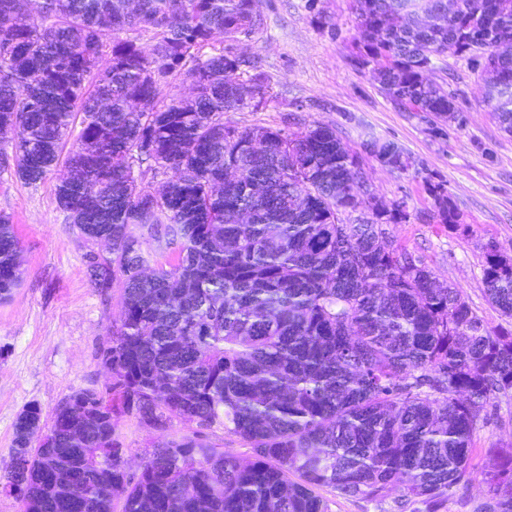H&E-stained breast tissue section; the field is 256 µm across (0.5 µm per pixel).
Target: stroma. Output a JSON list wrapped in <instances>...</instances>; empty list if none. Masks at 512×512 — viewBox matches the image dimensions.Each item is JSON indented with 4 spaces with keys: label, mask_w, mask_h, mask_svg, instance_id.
I'll list each match as a JSON object with an SVG mask.
<instances>
[{
    "label": "stroma",
    "mask_w": 512,
    "mask_h": 512,
    "mask_svg": "<svg viewBox=\"0 0 512 512\" xmlns=\"http://www.w3.org/2000/svg\"><path fill=\"white\" fill-rule=\"evenodd\" d=\"M262 33L237 50L260 57L270 79V101L261 112L225 114L240 128L271 126L290 134L320 123L335 129L342 145L360 154L372 194L406 204L408 218L387 225L399 245L427 265L443 283L459 288L487 327L507 325L487 300L482 264L487 247L512 257V135L501 131L485 102L486 86L460 58L438 57L428 77L450 82L467 109L465 127L443 138L428 134L423 113L403 112L379 91L372 70H355L357 16L352 0H264ZM397 142L412 167L399 173L362 156L368 137ZM443 181L458 214L453 230L433 217L426 177ZM60 172L27 185L0 176V215L8 216L21 245L22 280L0 299V484L13 456L14 424L29 405L43 422L70 394L106 391L109 375L98 349L120 315V286L100 290L90 282L85 255L100 251L69 224L56 201ZM201 433L218 448L247 456L251 450L223 428H199L174 418L165 427L120 419L126 467L136 474L147 454L174 436ZM512 442V395L498 397L487 421L473 434L472 483L448 499L446 512H476L486 498L482 472L497 464L495 448Z\"/></svg>",
    "instance_id": "stroma-1"
}]
</instances>
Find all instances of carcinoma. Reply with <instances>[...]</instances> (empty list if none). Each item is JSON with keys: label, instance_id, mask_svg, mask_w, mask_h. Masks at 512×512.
<instances>
[{"label": "carcinoma", "instance_id": "carcinoma-1", "mask_svg": "<svg viewBox=\"0 0 512 512\" xmlns=\"http://www.w3.org/2000/svg\"><path fill=\"white\" fill-rule=\"evenodd\" d=\"M263 0H0V174L43 182L59 162V207L88 242L90 281L122 288V314L100 350L104 393L80 390L50 425L29 406L14 425L17 469L0 488L21 512H329L319 494L420 503L442 512L472 481V437L512 393V329H489L460 289L440 285L383 225L406 205L370 203L349 179L360 164L333 128L302 140L240 129L224 113L266 107L259 59L233 52L264 26ZM355 0L358 51L379 91L423 112L429 130L461 126L457 94L426 76L448 42L488 78L486 99L512 134V0ZM224 47L213 44L215 34ZM182 75L194 96H163ZM364 152L398 172V143ZM176 174L155 188L135 174ZM442 224L459 227L443 184ZM357 214L353 222L341 216ZM145 230L174 246L150 265ZM21 279L19 242L0 215V298ZM488 302L512 319V259L484 255ZM219 425L251 448L172 439L126 470L120 417ZM483 474L479 512H512V446Z\"/></svg>", "mask_w": 512, "mask_h": 512}]
</instances>
